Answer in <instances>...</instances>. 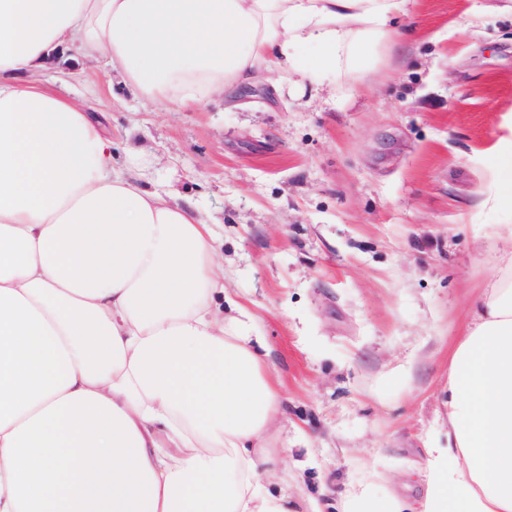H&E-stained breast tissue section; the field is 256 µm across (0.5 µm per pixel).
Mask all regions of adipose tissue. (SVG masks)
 <instances>
[{
	"label": "adipose tissue",
	"mask_w": 512,
	"mask_h": 512,
	"mask_svg": "<svg viewBox=\"0 0 512 512\" xmlns=\"http://www.w3.org/2000/svg\"><path fill=\"white\" fill-rule=\"evenodd\" d=\"M405 0H0V512H290L260 478L280 395L211 225L114 170L41 78L100 58L193 107L260 72L371 69ZM448 369L420 512H512V225Z\"/></svg>",
	"instance_id": "adipose-tissue-1"
}]
</instances>
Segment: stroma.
Wrapping results in <instances>:
<instances>
[{"label":"stroma","instance_id":"stroma-1","mask_svg":"<svg viewBox=\"0 0 512 512\" xmlns=\"http://www.w3.org/2000/svg\"><path fill=\"white\" fill-rule=\"evenodd\" d=\"M396 26L366 72H263L194 108L143 98L101 59L46 72L103 91L114 167L212 224L225 294L281 381L263 478L322 512L373 469L417 506L450 356L512 225L485 203L512 151V0H410Z\"/></svg>","mask_w":512,"mask_h":512}]
</instances>
